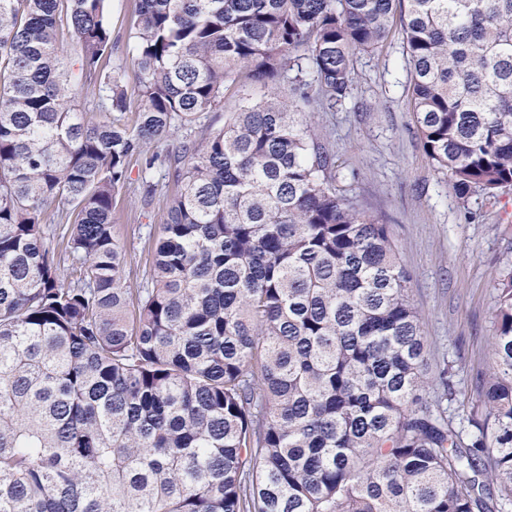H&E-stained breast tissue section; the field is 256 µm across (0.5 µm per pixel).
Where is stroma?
Listing matches in <instances>:
<instances>
[{"label": "stroma", "mask_w": 512, "mask_h": 512, "mask_svg": "<svg viewBox=\"0 0 512 512\" xmlns=\"http://www.w3.org/2000/svg\"><path fill=\"white\" fill-rule=\"evenodd\" d=\"M135 9L136 0H112L109 10L115 46L108 66L131 89L139 82ZM356 72L347 99L332 108L317 106L308 118L337 170L356 173L350 194L389 227L422 314L429 372L446 367L453 374L451 400L438 390L426 400L447 409L467 437L475 432L469 417L483 412L481 377L494 362L492 280L512 261V185L463 201L428 161L406 110L409 67L401 37L376 55L358 56ZM175 191L172 178L159 168L152 190H145L135 170L115 196L112 224L129 255L131 287L146 277L144 245L159 238Z\"/></svg>", "instance_id": "stroma-1"}]
</instances>
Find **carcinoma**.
<instances>
[{"mask_svg": "<svg viewBox=\"0 0 512 512\" xmlns=\"http://www.w3.org/2000/svg\"><path fill=\"white\" fill-rule=\"evenodd\" d=\"M396 22L429 161L463 200L511 185L512 0H138L137 112L104 68L109 0H0V512H494V486L512 502V264L466 442L424 401L388 227L305 113L345 100ZM247 80L271 93L201 122ZM159 160L178 191L130 288L114 196L134 161L151 191Z\"/></svg>", "mask_w": 512, "mask_h": 512, "instance_id": "obj_1", "label": "carcinoma"}]
</instances>
